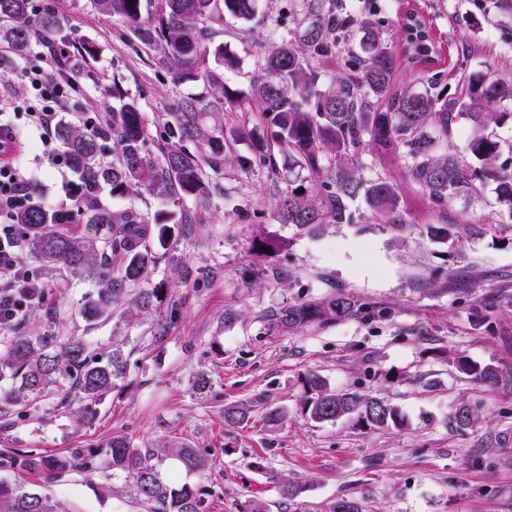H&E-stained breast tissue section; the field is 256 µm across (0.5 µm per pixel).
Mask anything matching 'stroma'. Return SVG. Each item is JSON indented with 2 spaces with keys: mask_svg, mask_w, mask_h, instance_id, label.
<instances>
[{
  "mask_svg": "<svg viewBox=\"0 0 512 512\" xmlns=\"http://www.w3.org/2000/svg\"><path fill=\"white\" fill-rule=\"evenodd\" d=\"M379 2L378 21L392 43L402 39L408 9L427 18L448 88L486 66L512 72V13L498 0ZM33 4L62 18L69 47L95 49L89 67L100 79L75 73L64 122L85 110L103 125L122 101L135 102L157 155L168 143L172 112L197 97L205 126L223 129L232 157L210 173L214 191L206 200L163 202L138 190L107 201L115 213L194 217L190 231L162 249L147 282L164 288L158 307L133 318L122 307L111 319L86 322L81 309L93 284L30 261L49 295L18 325L0 330V353L11 337L48 331L83 337L95 349L121 347L129 366L93 423L77 424L40 400L0 426V450L63 453L101 446L115 434L145 448L184 442L210 453V468L190 472L167 459L160 468L174 484L204 486L205 512H252L257 504L265 512H328L341 497L358 500L363 512H512V219L482 198L456 201L449 216L483 218L485 232L441 249L421 233L432 220L426 196L396 162L390 174L402 184L413 221L404 238L376 224H339L310 236L277 223L275 204L300 171L284 158L273 171L239 165L264 126L260 113L211 103L203 80H175L173 63L138 45L121 19L101 15L92 0ZM306 18L305 0H258L248 23L224 16L212 26L209 46L234 56L238 67L225 70L212 55L206 66L250 95L270 48L294 37ZM115 83L122 98L110 92ZM268 234L286 243L278 256L254 250ZM341 290L360 314L292 332L277 327L281 308ZM479 311L484 321H476ZM458 355L497 368L499 384L457 371ZM200 371L213 382L204 397L192 390ZM310 371L331 389L385 398L403 411L407 427L370 431L347 420L310 421L302 412V378ZM463 404L479 419L460 431L449 420ZM229 406L251 408L249 422L226 425ZM268 407L283 411L277 425L264 424L260 413ZM21 480L49 492L65 512H145L108 467L90 480L79 473L49 484L30 473ZM286 482L299 489L290 501L280 495Z\"/></svg>",
  "mask_w": 512,
  "mask_h": 512,
  "instance_id": "stroma-1",
  "label": "stroma"
}]
</instances>
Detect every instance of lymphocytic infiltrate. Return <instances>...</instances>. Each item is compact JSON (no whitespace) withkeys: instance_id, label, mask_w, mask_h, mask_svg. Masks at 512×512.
I'll use <instances>...</instances> for the list:
<instances>
[{"instance_id":"f902f5d3","label":"lymphocytic infiltrate","mask_w":512,"mask_h":512,"mask_svg":"<svg viewBox=\"0 0 512 512\" xmlns=\"http://www.w3.org/2000/svg\"><path fill=\"white\" fill-rule=\"evenodd\" d=\"M69 55L68 46L62 44L48 48L38 44L21 56L11 48H0V63H8L37 100L36 106L24 112L1 100L0 137L16 144L33 143L39 163L38 168H31L18 153L0 159V327L42 299L45 285L30 271L12 219L34 202L43 174L51 173L55 179L56 196L49 210L56 216L70 217L78 204L100 200L99 191L90 190L87 180L73 173L58 142L61 108L74 86L72 75L60 68Z\"/></svg>"}]
</instances>
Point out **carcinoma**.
<instances>
[{"label":"carcinoma","instance_id":"obj_1","mask_svg":"<svg viewBox=\"0 0 512 512\" xmlns=\"http://www.w3.org/2000/svg\"><path fill=\"white\" fill-rule=\"evenodd\" d=\"M366 16L358 18L340 0H310V22L288 43L267 54L264 74L252 86L251 105L266 121V133L254 137L253 156L238 157L245 168L255 161L269 167L277 154L288 156V165L304 171L301 184L275 204V219L309 233H320L336 224L374 223L401 233L411 226L400 184L385 163L394 157L404 162L407 177L432 204L436 223L425 225L423 234L433 243L458 242L474 233L475 220L448 218V207L457 200L479 198L484 191L512 219V142L499 138L495 129L512 122V76L505 80L489 72L468 74L459 93L450 95L434 77L416 86L395 85L400 61L427 66L436 62L437 47L426 20L415 10L406 13L402 25L403 46L397 50L373 20L377 0H368ZM96 10L117 16L138 43L161 52L173 61L177 77L201 78L214 102L236 103L220 77L204 69L211 23L224 14L244 21L254 16L257 0H153V11L143 14L142 0H93ZM3 37L18 52L28 49L34 31L45 41L54 40L61 24L45 11L35 13L30 0H0ZM342 56V67L328 82L318 64ZM461 123L469 126L465 150L451 152L443 145ZM175 142L155 158L147 146L142 112L133 101L112 112L109 125L100 131L76 125L60 129L63 151L73 167L90 176L96 185L106 184L112 196L121 197L140 187L164 199L191 196L203 200L211 192L206 169L224 163V135L204 127L193 101H184L170 127ZM112 142L118 162L104 166L99 158L106 142ZM197 142L207 151L197 155L186 143ZM371 154L379 172L364 175V154ZM361 199L366 212L356 216L351 204ZM15 229L28 252L45 264L84 275L97 288L82 308L85 321L112 317L129 285L149 278L159 262V249L176 229L192 223L189 216L172 222V215L151 216L131 210L123 215L108 208L85 205L70 224L39 205L16 214ZM118 263L112 274V263ZM163 289L142 291L135 300L140 309L161 302ZM358 313L350 295L338 293L322 299L296 301L276 313L279 328L294 331L326 325ZM128 360L119 348L95 353L79 336L65 340L51 334L16 336L0 356V418L31 400L52 397L58 410L74 400L81 406L78 422L89 424L98 406L126 375ZM456 369L477 383L496 385L499 372L465 356L454 359ZM310 396L302 413L317 423L353 418L362 428L379 431L408 425L405 414L381 398L351 390L326 388L315 373L304 375ZM251 409H224V423L249 422ZM478 420L476 410L463 405L451 423L464 430ZM189 471L209 468L205 453L187 444L164 447ZM106 458L112 475L122 476L134 497L151 505L152 512H204L201 487L176 486L164 479L155 459L158 451L141 448L125 435H114L102 448H71L62 454L41 455L0 452V512H64L50 495L26 488L7 478L13 472L40 475L50 483L70 473L91 476Z\"/></svg>","mask_w":512,"mask_h":512}]
</instances>
